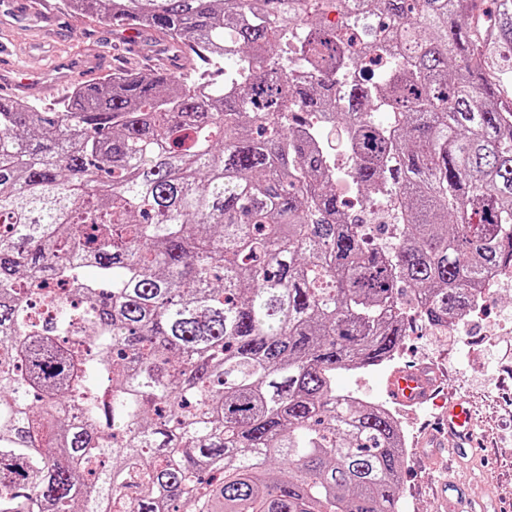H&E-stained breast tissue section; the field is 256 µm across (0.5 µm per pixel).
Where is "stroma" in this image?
Returning <instances> with one entry per match:
<instances>
[{"instance_id":"obj_1","label":"stroma","mask_w":512,"mask_h":512,"mask_svg":"<svg viewBox=\"0 0 512 512\" xmlns=\"http://www.w3.org/2000/svg\"><path fill=\"white\" fill-rule=\"evenodd\" d=\"M40 18L15 16L9 0H0V43L16 51L29 72L43 74L56 54L91 52L100 45L115 52L114 69H154L163 46L157 35L129 34L108 21L67 13L56 0H43ZM398 366L431 365L442 376L447 395L469 398L484 446L453 463L450 479L464 486L481 512H499L512 504V288L493 287L480 315L447 336L435 335L423 322L408 326L398 349ZM389 367L337 371L336 391L361 401L386 402ZM437 474L428 465L403 466L402 512H432L431 486Z\"/></svg>"}]
</instances>
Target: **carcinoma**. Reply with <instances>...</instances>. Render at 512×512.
<instances>
[{"label":"carcinoma","mask_w":512,"mask_h":512,"mask_svg":"<svg viewBox=\"0 0 512 512\" xmlns=\"http://www.w3.org/2000/svg\"><path fill=\"white\" fill-rule=\"evenodd\" d=\"M60 5L229 77L0 102V512H401L398 424L333 376L512 268V0Z\"/></svg>","instance_id":"1"}]
</instances>
